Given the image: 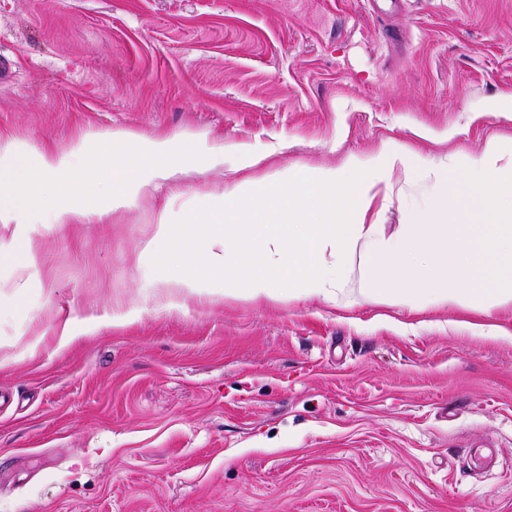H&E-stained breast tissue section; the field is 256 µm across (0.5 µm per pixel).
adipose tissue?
Instances as JSON below:
<instances>
[{"label":"adipose tissue","mask_w":512,"mask_h":512,"mask_svg":"<svg viewBox=\"0 0 512 512\" xmlns=\"http://www.w3.org/2000/svg\"><path fill=\"white\" fill-rule=\"evenodd\" d=\"M173 140L141 137L126 128L78 134L68 151L20 153L0 145V224L13 225V242L26 266H35V224H104L113 212L136 205L143 189L175 182ZM457 166L435 162L399 142H382L368 156H350L336 168L288 177L278 193L255 182L252 200L238 197L243 183L224 192L222 204L201 197L182 224L160 219L147 248L162 266H174L184 296L210 293L215 276L232 280L229 297L256 303L280 299L288 286L309 295L339 285L353 264L366 279L363 294L374 303L418 310L451 301L471 310L512 304V146L489 138L464 175L474 190L467 235L434 212L415 216L414 234L384 236L367 223L379 192L391 191L396 172L428 176L436 202L448 200V174ZM279 200L276 223H267V198ZM209 249L197 253L196 239ZM501 280L480 288L478 276Z\"/></svg>","instance_id":"ef3b65f1"}]
</instances>
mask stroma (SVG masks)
Segmentation results:
<instances>
[{"label": "stroma", "instance_id": "35a3bbf8", "mask_svg": "<svg viewBox=\"0 0 512 512\" xmlns=\"http://www.w3.org/2000/svg\"><path fill=\"white\" fill-rule=\"evenodd\" d=\"M0 61L21 152L194 130L265 154L260 179L512 141L482 112L512 99V0H0ZM176 153L179 198L33 225L36 267L0 261V512H512V305L388 308L356 267L264 305L183 298L144 249L156 215L235 175ZM430 198L396 176L367 220L392 234ZM110 308L139 317L85 331Z\"/></svg>", "mask_w": 512, "mask_h": 512}]
</instances>
